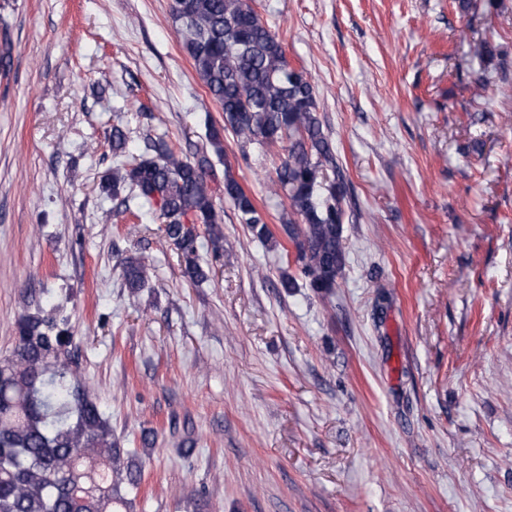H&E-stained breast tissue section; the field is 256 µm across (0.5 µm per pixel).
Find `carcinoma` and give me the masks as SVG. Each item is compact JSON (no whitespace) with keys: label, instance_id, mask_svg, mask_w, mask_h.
Here are the masks:
<instances>
[{"label":"carcinoma","instance_id":"cac0c4a2","mask_svg":"<svg viewBox=\"0 0 512 512\" xmlns=\"http://www.w3.org/2000/svg\"><path fill=\"white\" fill-rule=\"evenodd\" d=\"M181 47L224 112V129L260 148L288 141L271 193L288 199L282 228L296 248L308 287L325 294L345 264L342 203L347 195L336 154L325 135L316 89L288 66L284 43L249 0H171ZM471 53L483 64H505L507 47L488 38ZM112 154L126 152L128 134L112 126ZM206 154L180 158L159 139L149 150L116 162L100 180L118 199L141 198L181 253L182 276L208 277L200 264L196 225L206 226L214 259L224 256L223 216L208 182ZM224 201L259 240L270 238L263 213L238 180L224 173ZM125 286L146 287L150 268L122 261ZM67 320L36 305L21 315L11 353L0 358V512H130L143 461L119 447L96 399L79 380Z\"/></svg>","mask_w":512,"mask_h":512}]
</instances>
